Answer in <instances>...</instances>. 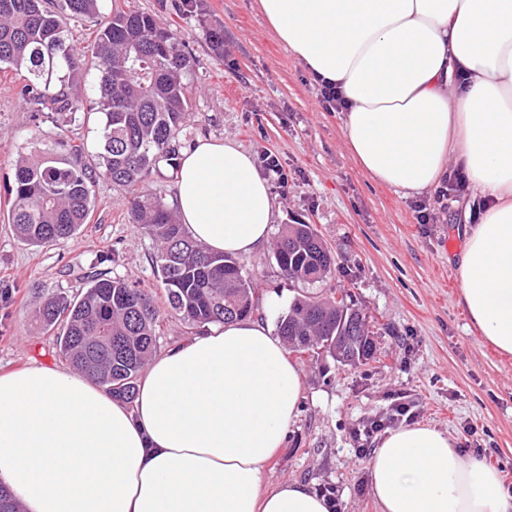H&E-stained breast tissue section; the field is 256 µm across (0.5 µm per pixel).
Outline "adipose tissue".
<instances>
[{
  "label": "adipose tissue",
  "mask_w": 512,
  "mask_h": 512,
  "mask_svg": "<svg viewBox=\"0 0 512 512\" xmlns=\"http://www.w3.org/2000/svg\"><path fill=\"white\" fill-rule=\"evenodd\" d=\"M278 41L338 84L365 174L410 197L463 172L476 223L458 258L459 306L512 354V0H259ZM174 207L212 252L268 239L273 199L231 138L183 155ZM302 380L268 323L204 331L156 357L134 405L71 369L0 374V485L22 512H331L308 484L263 487ZM379 512H512L484 457L416 423L369 461Z\"/></svg>",
  "instance_id": "ef3b65f1"
}]
</instances>
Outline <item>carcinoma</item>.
Segmentation results:
<instances>
[{
    "label": "carcinoma",
    "instance_id": "carcinoma-1",
    "mask_svg": "<svg viewBox=\"0 0 512 512\" xmlns=\"http://www.w3.org/2000/svg\"><path fill=\"white\" fill-rule=\"evenodd\" d=\"M99 2L0 0V69L24 74L22 99L32 111L56 117L54 134L35 131L38 156L16 165L9 208L16 236L45 246L75 235L94 210V186L109 181L127 190L132 223L157 243L151 267L170 316L190 328L251 317L260 310L259 295L239 260L194 241L161 194L144 186L160 163L176 167L194 59L174 30L132 8L111 10L92 44H76L65 18L98 15ZM91 72L102 114L97 152L93 161L77 164L66 156L86 152L85 142L70 133L89 120L84 77ZM274 258L286 279L308 285L326 281L333 266L312 224L284 225ZM31 315L43 331L54 332L59 357L113 397L133 402L160 338L153 289L94 276L74 298L45 296ZM277 335L290 352L326 353L347 366L375 350L366 315L333 288L295 299L279 317Z\"/></svg>",
    "mask_w": 512,
    "mask_h": 512
}]
</instances>
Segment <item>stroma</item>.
Masks as SVG:
<instances>
[{"label":"stroma","mask_w":512,"mask_h":512,"mask_svg":"<svg viewBox=\"0 0 512 512\" xmlns=\"http://www.w3.org/2000/svg\"><path fill=\"white\" fill-rule=\"evenodd\" d=\"M182 3L103 0L101 11L131 7L177 30L195 59L179 150L200 138L231 137L253 158L276 154L288 186L272 190L275 225H315L335 260L328 287L350 294L374 333L373 356L357 366L325 355L299 358L297 416L264 485L302 481L331 491L340 512H377L368 463L381 438L363 442L355 432L402 402L411 422L437 428L466 451L486 449L487 463L512 487V355L484 341L457 304V229L469 193L443 206L435 193L403 198L362 172L346 146L341 113L322 107L316 82L278 42L259 0H202L199 17ZM215 26L224 29L220 51L207 37ZM22 81L0 71V372L61 365L51 336L30 319L46 294L80 293L95 273L156 285V244L130 224L126 193L109 182L95 185L90 222L73 237L47 248L17 239L7 190L17 162L35 151L34 129L54 131L51 118L33 116L20 98ZM241 263L259 294L277 300L266 317L276 324L302 284L283 277L272 243Z\"/></svg>","instance_id":"stroma-1"}]
</instances>
